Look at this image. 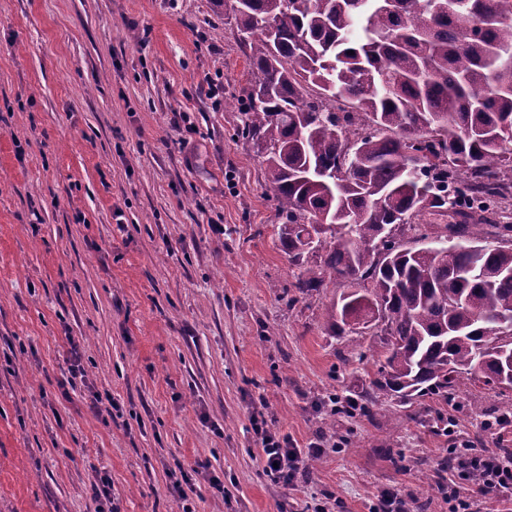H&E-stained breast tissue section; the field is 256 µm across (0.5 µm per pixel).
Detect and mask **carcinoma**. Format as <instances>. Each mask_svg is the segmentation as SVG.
I'll return each mask as SVG.
<instances>
[{"instance_id":"carcinoma-1","label":"carcinoma","mask_w":512,"mask_h":512,"mask_svg":"<svg viewBox=\"0 0 512 512\" xmlns=\"http://www.w3.org/2000/svg\"><path fill=\"white\" fill-rule=\"evenodd\" d=\"M231 11L253 67L238 134L275 192L292 287L349 283L328 326L379 337L377 392L511 390L512 224L489 205L512 194V0Z\"/></svg>"}]
</instances>
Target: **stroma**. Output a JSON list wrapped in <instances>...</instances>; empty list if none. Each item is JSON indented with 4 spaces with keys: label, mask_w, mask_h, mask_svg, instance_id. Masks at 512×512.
Returning <instances> with one entry per match:
<instances>
[{
    "label": "stroma",
    "mask_w": 512,
    "mask_h": 512,
    "mask_svg": "<svg viewBox=\"0 0 512 512\" xmlns=\"http://www.w3.org/2000/svg\"><path fill=\"white\" fill-rule=\"evenodd\" d=\"M250 50L214 0H0V512H448L455 439L512 451L500 396L462 384L423 407L370 395L372 334L336 336L340 288L301 296L276 202L238 134ZM84 377L70 379V340ZM105 403L92 402L93 394ZM326 452L284 488L254 411ZM457 422L455 436L439 426Z\"/></svg>",
    "instance_id": "35a3bbf8"
}]
</instances>
